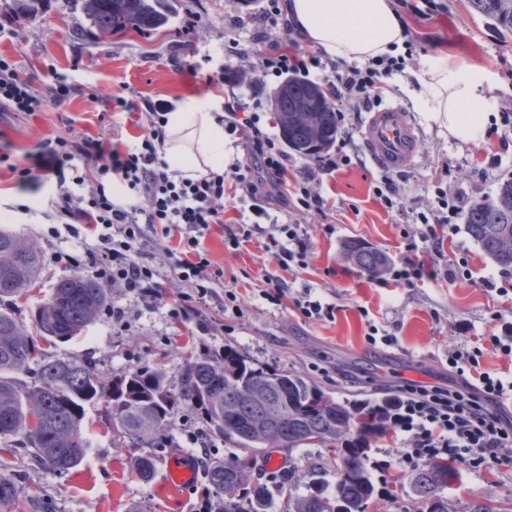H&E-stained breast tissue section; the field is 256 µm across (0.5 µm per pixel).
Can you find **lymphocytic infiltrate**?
Wrapping results in <instances>:
<instances>
[{
  "label": "lymphocytic infiltrate",
  "mask_w": 512,
  "mask_h": 512,
  "mask_svg": "<svg viewBox=\"0 0 512 512\" xmlns=\"http://www.w3.org/2000/svg\"><path fill=\"white\" fill-rule=\"evenodd\" d=\"M260 20L281 23L283 38L255 52L252 67L267 76L327 84L341 125L346 122L340 110L345 100L360 109L368 107L379 98L385 79L406 67L402 56H380L361 65L322 62L317 54L297 48L300 32L295 19L283 14L280 0H267ZM112 102L141 121L143 132L134 144L59 135L20 156L10 147L0 148V163L14 175L21 192L51 189L57 212L75 223L71 235L86 230L94 234L97 246L85 252L93 276L158 300L159 274L143 261L142 252L155 236L176 235L191 253L177 260L180 275L195 285L198 300H205L210 262L199 254L200 240L211 225L223 223L225 200L242 196L296 215L290 223L274 225L270 242L281 273L263 278L266 297L276 302L288 297L286 277L305 269L310 253L299 217L324 211L327 201L312 188L309 175L287 180L288 154L260 115L244 111L237 97H228L219 121L228 133L240 134L245 159L192 179L172 169L165 158L168 101L144 98L135 103L116 95ZM0 104L26 113L39 104L31 80L1 63ZM459 213L458 197L436 190L431 213L417 215L420 242L434 247L442 233L456 235ZM481 355L476 346L449 350L448 365L460 385L406 380L391 388L385 403L391 411L390 426L402 444L404 468L448 460L483 470L499 463V449L512 445V419L502 410L504 399L512 396V379L481 370Z\"/></svg>",
  "instance_id": "1"
}]
</instances>
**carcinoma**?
<instances>
[{
    "label": "carcinoma",
    "instance_id": "obj_1",
    "mask_svg": "<svg viewBox=\"0 0 512 512\" xmlns=\"http://www.w3.org/2000/svg\"><path fill=\"white\" fill-rule=\"evenodd\" d=\"M473 8L507 33L512 32V0H470ZM84 15L103 34L128 29L140 32L168 22L170 0H81ZM275 120L288 147L307 156L336 141V112L316 85L292 80L288 94H276ZM466 231L495 264L512 268V177L503 180L490 199L471 203ZM345 257L373 276L386 264L377 249L357 240L343 246ZM40 275V256L33 243H23L0 231V301L13 297ZM106 289L91 275L60 279L36 315L39 334L68 341L80 335L107 304ZM39 359L38 380L27 386L15 374ZM116 397H111V394ZM109 404L112 440L117 445L156 448L168 433L181 406L201 410L224 439L241 449L231 459L213 460L209 483L224 494L221 512H272L275 504L267 483H255L243 495L227 494L240 469L268 463L279 449L314 443H334L338 477L334 489L315 481L307 492L288 496L282 512H317L323 497H340L345 512L359 507L375 492L367 469V451L387 428V414L365 401L338 402L304 378L278 369L256 366L233 348L203 354L189 363L174 385L161 368L136 369L106 382L85 360L51 358L14 316L0 312V440L22 434L34 448L40 465L54 470L78 466L87 439L83 429L86 406ZM155 468L150 453L134 461L144 480ZM458 469L444 461L425 465L414 479L426 512H435L438 492L452 485ZM15 477L0 467V504L20 505Z\"/></svg>",
    "mask_w": 512,
    "mask_h": 512
}]
</instances>
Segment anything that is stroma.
I'll list each match as a JSON object with an SVG mask.
<instances>
[{
    "instance_id": "obj_1",
    "label": "stroma",
    "mask_w": 512,
    "mask_h": 512,
    "mask_svg": "<svg viewBox=\"0 0 512 512\" xmlns=\"http://www.w3.org/2000/svg\"><path fill=\"white\" fill-rule=\"evenodd\" d=\"M438 12L425 11V0H391L418 41L403 72L389 78L382 105L400 106L410 117L420 141L411 163L395 171L402 191V207L385 209L373 196L371 179L379 172L370 156L363 132H356L352 148L356 163L327 174H316L314 189L327 199L324 213L306 216L303 226L310 241L308 266L292 282L293 296L312 299L334 308L333 318L304 317L293 304L275 305L259 290L264 274H279L267 248L272 219L278 211L260 216L251 200L224 204V224L206 232L201 245L211 262V286L215 297L196 305L185 317H174L190 283L181 281L170 249L173 238L148 246L159 270L163 296L154 307L124 289L109 291L112 304L126 308V327L113 325L107 315L70 341L39 340L42 353L55 358L83 359L105 380L136 368L164 367L170 381H178L186 364L200 353H221L233 348L249 360L298 374L314 382L336 401L380 402L383 386L405 379L444 386L455 382L446 359L451 348L481 341L484 355L480 368L501 375L512 373V355L492 346L501 335V322L492 320L494 306L512 308V299H496L481 284L498 275L500 268L487 258L466 230L444 238L440 252L422 249L418 260L435 267L434 279L413 288L395 286L392 273L411 253L415 226L407 209L425 210L434 199L435 184H442L463 203L494 196L501 179L512 176V34L494 28L475 11L470 0H439ZM263 0H173L168 22L140 34L133 30L110 35L93 28L79 0H50L47 11L29 20L17 15L16 0H0V59L31 78L44 106L33 115L0 110V131L16 153L39 141L65 134L67 129L93 137L112 135L110 120L101 113L117 89L127 98L164 99L177 103L188 96L209 101L222 114L228 95H235L263 119L272 120L271 100L280 81L254 72L249 53L262 42L280 39L278 26L255 23ZM242 20L234 28L233 20ZM239 52H232L231 39ZM448 53L482 67L487 74L483 95L493 114V130L468 144L439 135L425 106L413 97L414 76L431 58ZM195 63L206 73H223L221 84L208 86L190 75ZM73 87L67 103L49 104L56 77ZM48 197L24 195L14 187L10 171L0 166V229L23 240H35L41 248V273L35 284L10 300L0 311L12 313L25 325H34L38 307L50 298L57 282L72 275L64 254L79 255L95 247L94 239L79 240L68 232L63 219L46 220ZM250 230L249 242L230 250L224 244V227ZM357 239L382 251L388 262L375 276H367L344 256V241ZM464 250L469 255L471 279L448 280L438 254ZM238 293L240 315L219 304L225 291ZM374 319L396 337L393 346H371L366 340L367 319ZM352 381L340 380V372ZM87 447L79 466L51 470L39 465L26 445L0 447V466L14 473L28 497L25 512H195L209 484L200 471L205 457L228 459L237 447L220 433L212 435V450L203 453L187 437L182 422H175L168 445L155 449L156 469L150 481L132 475L140 451L112 444V419L107 404L87 407L84 420ZM400 447L393 432L372 443L367 468L375 487L366 512H420L422 507L411 473L396 460ZM188 457L199 474L187 499L168 488L173 459ZM501 462L488 470L460 468L459 479L443 492L448 512H472L475 504L512 500V447L499 451ZM274 466H292L297 479L290 491L301 494L311 478L336 483V463L325 447L296 448L273 454ZM323 463L319 475H311V462Z\"/></svg>"
}]
</instances>
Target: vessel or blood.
Segmentation results:
<instances>
[{
	"mask_svg": "<svg viewBox=\"0 0 512 512\" xmlns=\"http://www.w3.org/2000/svg\"><path fill=\"white\" fill-rule=\"evenodd\" d=\"M366 138L374 162L389 168L407 165L419 146L403 109L391 105L372 114L366 127Z\"/></svg>",
	"mask_w": 512,
	"mask_h": 512,
	"instance_id": "obj_1",
	"label": "vessel or blood"
}]
</instances>
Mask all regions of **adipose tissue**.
I'll return each mask as SVG.
<instances>
[{"label":"adipose tissue","instance_id":"adipose-tissue-1","mask_svg":"<svg viewBox=\"0 0 512 512\" xmlns=\"http://www.w3.org/2000/svg\"><path fill=\"white\" fill-rule=\"evenodd\" d=\"M288 9L304 37L336 59L395 56L408 40L389 0H291ZM416 80L439 134L462 143L488 134L491 118L480 66L461 67L438 56ZM166 135V155L187 177L222 169L230 159L223 126L211 105L195 97L185 98L169 113Z\"/></svg>","mask_w":512,"mask_h":512}]
</instances>
